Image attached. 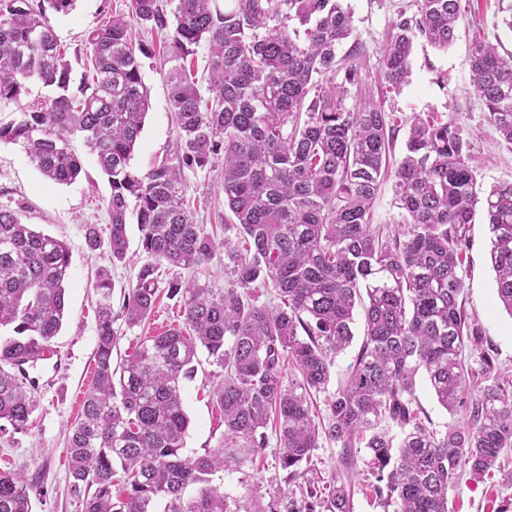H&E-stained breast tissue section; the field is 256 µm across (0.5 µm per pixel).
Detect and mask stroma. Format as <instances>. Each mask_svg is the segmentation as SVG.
<instances>
[{
    "label": "stroma",
    "mask_w": 512,
    "mask_h": 512,
    "mask_svg": "<svg viewBox=\"0 0 512 512\" xmlns=\"http://www.w3.org/2000/svg\"><path fill=\"white\" fill-rule=\"evenodd\" d=\"M412 3L413 0H343L353 18V31L346 44L364 51L370 61L371 78L379 76V52L400 10L410 9ZM128 11L129 0H77L70 14L53 15L58 42L72 63L73 82H80L93 71L86 58L88 35L113 14ZM478 36L489 41L500 40L503 50L512 52V33L501 23L496 0H480L478 13L461 21L448 49L438 50L425 40H416L409 80L400 89L386 94L385 108L394 113L401 130L393 144V160H400L404 154L403 132L414 115L433 113L464 129L472 143L478 179L489 187L512 183V148L502 144L481 103L467 95L470 83L467 58ZM132 37L149 52L142 60V77L150 90V108L130 162L134 171L143 173L169 154L177 127L158 57L163 36L136 24L132 27ZM73 145L83 156V171L74 183L61 185L44 181L19 146L0 144V206L20 211L23 222L63 239L71 251V281L64 323L50 343L63 362L62 369L54 378H40L31 387L35 407L28 428L0 434V470L23 472L32 482L33 512H84L82 497L71 489L65 451L68 432L81 414L79 398L92 383L96 346L95 276L99 268H108L114 284L112 305L117 308L124 292L134 284L141 265L140 232L133 222L128 225L129 262L114 265L107 251L87 250L85 225L103 228L109 222L110 186L94 158L86 154L81 139H74ZM223 162V157H216L213 168L188 174L186 188L196 222L219 239L232 218L224 206ZM470 237L468 263L463 272L466 306L482 324L495 349L497 364L512 369V315L497 298L484 218H476ZM177 276L198 280L217 290L226 288L229 278L224 270L223 250H216L207 263L190 271L161 267L159 283L164 287ZM182 323L183 314L177 300L169 298L163 290L146 321L131 328L120 326L118 353L127 355L144 337ZM222 379V371L204 360L198 365L195 378L185 385L184 403L190 424L184 439V456L193 458L216 449L224 439V416L214 395ZM278 453L277 447L266 448L262 458L235 470L216 473L213 484L241 501L247 500L255 489L267 497L289 490L287 473L278 462ZM511 502L512 487L504 486L498 473L477 482L461 479L448 492L450 512H502Z\"/></svg>",
    "instance_id": "stroma-1"
}]
</instances>
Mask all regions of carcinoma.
Returning <instances> with one entry per match:
<instances>
[{"mask_svg":"<svg viewBox=\"0 0 512 512\" xmlns=\"http://www.w3.org/2000/svg\"><path fill=\"white\" fill-rule=\"evenodd\" d=\"M75 0H0V104L33 79L53 90L45 106L0 119V143L21 146L47 180L69 184L83 170L79 135L107 176L109 224L85 226L92 251L127 258L129 210L143 263L112 309L108 270L95 288V376L67 440L71 488L85 512H353L351 479L305 481L300 496L240 503L210 475L263 455L269 433L279 464L299 476L321 438L341 448L346 473L365 451L376 498L392 512H448V491L481 481L512 448V374L498 368L483 327L462 305L467 231L482 208L497 297L512 316V183L484 191L462 127L433 115L410 124L405 154L390 166L397 130L384 92L366 78L359 47L338 55L352 33L341 0H178L169 21L158 0H130L87 39L91 82L71 91L72 66L49 12ZM399 15L378 67L382 89L410 75L418 37L445 49L470 8L465 0H415ZM165 34L169 104L178 135L173 158L139 174L130 160L149 109V88L131 21ZM206 51L207 87L187 61ZM468 93L512 145V53L478 40L467 58ZM209 92L203 99L202 90ZM224 155V205L236 219L218 244L187 208L185 172ZM393 180L402 224L372 223L382 183ZM224 247L228 287L168 283L183 326L143 340L113 363L114 323L144 322L166 265L194 269ZM71 278L67 244L0 207V433L26 428L34 410L15 365L33 361L60 332ZM274 289V302L260 290ZM363 341L323 421L310 396L325 393L336 357ZM469 358H464V351ZM224 371L216 398L220 447L194 458L181 450L189 427L182 391L198 355ZM461 424L435 427L415 407V377ZM0 512H33L25 475L0 471Z\"/></svg>","mask_w":512,"mask_h":512,"instance_id":"cac0c4a2","label":"carcinoma"}]
</instances>
